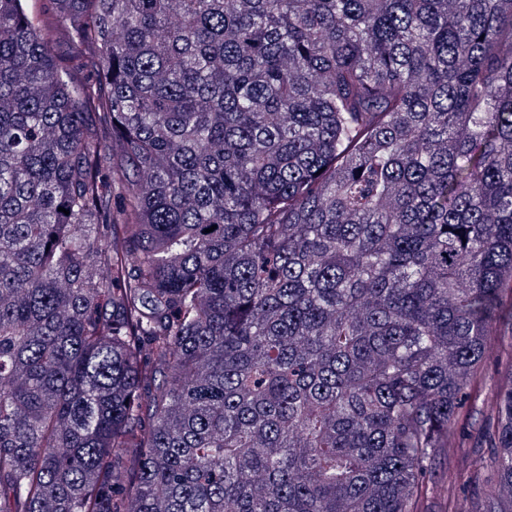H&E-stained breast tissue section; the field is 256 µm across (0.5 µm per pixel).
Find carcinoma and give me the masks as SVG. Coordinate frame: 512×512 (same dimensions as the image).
Listing matches in <instances>:
<instances>
[{"label": "carcinoma", "instance_id": "cac0c4a2", "mask_svg": "<svg viewBox=\"0 0 512 512\" xmlns=\"http://www.w3.org/2000/svg\"><path fill=\"white\" fill-rule=\"evenodd\" d=\"M47 9L96 52L0 0V512H512V0ZM55 50L59 54H68L70 52L78 51L83 58V62L85 64V68L80 71L79 77L84 78V76L91 69L92 62L94 59L95 49L90 46H78L77 48L68 40L65 36H59L55 43Z\"/></svg>", "mask_w": 512, "mask_h": 512}]
</instances>
